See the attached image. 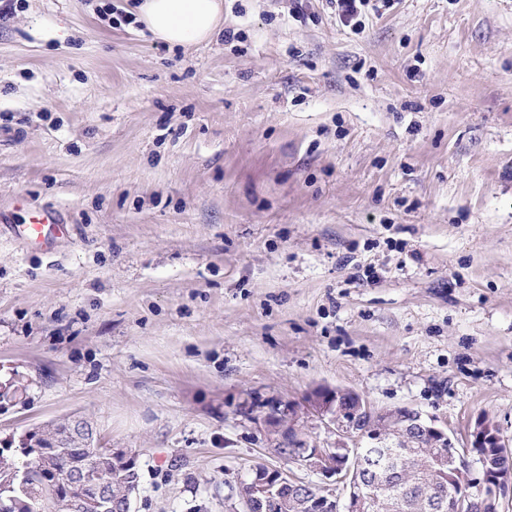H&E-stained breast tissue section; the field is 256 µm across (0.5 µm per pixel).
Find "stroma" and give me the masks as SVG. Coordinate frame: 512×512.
<instances>
[{
    "mask_svg": "<svg viewBox=\"0 0 512 512\" xmlns=\"http://www.w3.org/2000/svg\"><path fill=\"white\" fill-rule=\"evenodd\" d=\"M132 4L0 14V448L79 416L135 455L134 512H243L286 466L265 399L512 446V0H224L188 50ZM36 208L72 227L46 252L10 231Z\"/></svg>",
    "mask_w": 512,
    "mask_h": 512,
    "instance_id": "1",
    "label": "stroma"
}]
</instances>
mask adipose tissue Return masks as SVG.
Here are the masks:
<instances>
[{"instance_id": "adipose-tissue-1", "label": "adipose tissue", "mask_w": 512, "mask_h": 512, "mask_svg": "<svg viewBox=\"0 0 512 512\" xmlns=\"http://www.w3.org/2000/svg\"><path fill=\"white\" fill-rule=\"evenodd\" d=\"M136 14L154 40L187 49L218 33L224 0H137Z\"/></svg>"}]
</instances>
